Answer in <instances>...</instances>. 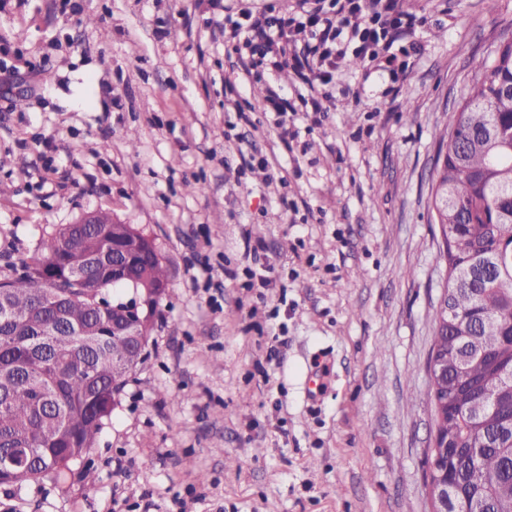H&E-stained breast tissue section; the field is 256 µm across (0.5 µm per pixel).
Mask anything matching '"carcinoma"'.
<instances>
[{"label": "carcinoma", "instance_id": "cac0c4a2", "mask_svg": "<svg viewBox=\"0 0 512 512\" xmlns=\"http://www.w3.org/2000/svg\"><path fill=\"white\" fill-rule=\"evenodd\" d=\"M437 168L448 207L433 215L446 248L448 316L433 313L432 352L446 373L427 394L448 442L458 512H512V45L473 64L457 113L440 136ZM112 225L62 224L37 254L0 279V451L28 463L0 485L66 483L93 448L135 368L119 365L129 338L112 335ZM132 275L168 285L162 261ZM472 402L483 412L468 414Z\"/></svg>", "mask_w": 512, "mask_h": 512}]
</instances>
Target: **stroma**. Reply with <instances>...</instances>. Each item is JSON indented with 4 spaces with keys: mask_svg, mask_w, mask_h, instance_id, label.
I'll use <instances>...</instances> for the list:
<instances>
[{
    "mask_svg": "<svg viewBox=\"0 0 512 512\" xmlns=\"http://www.w3.org/2000/svg\"><path fill=\"white\" fill-rule=\"evenodd\" d=\"M235 3L0 0V275L103 210L169 276L94 482L0 487V512H430L433 169L512 0H400L393 66L347 56L321 117L315 73L226 43Z\"/></svg>",
    "mask_w": 512,
    "mask_h": 512,
    "instance_id": "35a3bbf8",
    "label": "stroma"
}]
</instances>
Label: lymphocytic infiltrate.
<instances>
[{"instance_id": "1", "label": "lymphocytic infiltrate", "mask_w": 512, "mask_h": 512, "mask_svg": "<svg viewBox=\"0 0 512 512\" xmlns=\"http://www.w3.org/2000/svg\"><path fill=\"white\" fill-rule=\"evenodd\" d=\"M299 17H282L266 10L261 14L246 12L244 21L225 15L232 35H239L243 25L263 31L275 30L276 38L252 45L251 51L260 57H272L273 68L287 66L278 42H295L305 37L312 42L304 65L316 72L322 84L331 85L339 79V64L347 52L369 61L385 59L394 63L389 50L399 36L414 28V18L404 12L399 0H299Z\"/></svg>"}]
</instances>
